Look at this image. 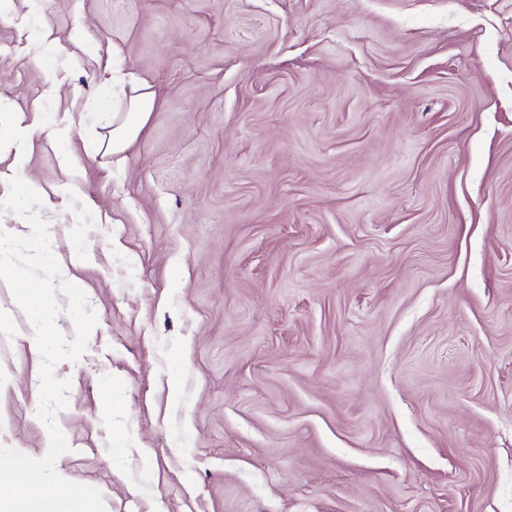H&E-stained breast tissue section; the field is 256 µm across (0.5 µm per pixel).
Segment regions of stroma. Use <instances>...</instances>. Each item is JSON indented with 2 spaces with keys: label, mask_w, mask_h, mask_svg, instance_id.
<instances>
[{
  "label": "stroma",
  "mask_w": 512,
  "mask_h": 512,
  "mask_svg": "<svg viewBox=\"0 0 512 512\" xmlns=\"http://www.w3.org/2000/svg\"><path fill=\"white\" fill-rule=\"evenodd\" d=\"M156 92L98 150L111 66ZM0 200L97 315L106 512H512V0H0ZM0 446L41 357L0 305ZM146 83H138L132 87L129 97V108L125 116L112 117V130L107 139V148L112 153L123 151L133 141L147 122L153 108L155 94L148 90Z\"/></svg>",
  "instance_id": "stroma-1"
}]
</instances>
